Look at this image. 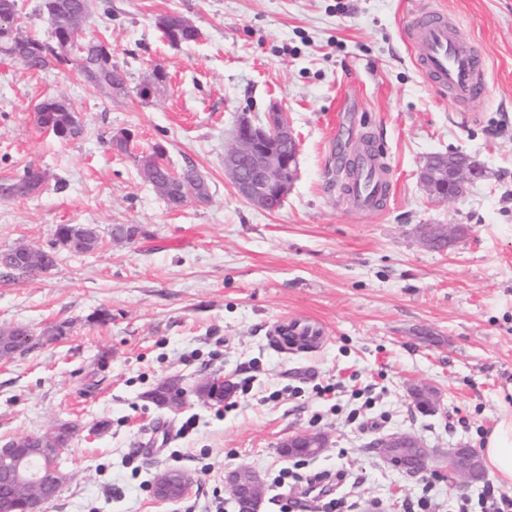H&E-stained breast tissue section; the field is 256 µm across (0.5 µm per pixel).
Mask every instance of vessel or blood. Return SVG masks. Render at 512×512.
I'll return each mask as SVG.
<instances>
[{
    "label": "vessel or blood",
    "instance_id": "vessel-or-blood-1",
    "mask_svg": "<svg viewBox=\"0 0 512 512\" xmlns=\"http://www.w3.org/2000/svg\"><path fill=\"white\" fill-rule=\"evenodd\" d=\"M416 20L403 29L404 40L416 48L414 64L427 83L464 111L481 100L486 88L487 60L463 36L459 25L431 0H418ZM390 190L387 174L379 157L368 158L363 171L352 175L347 196L353 207L368 213L380 209ZM274 343L285 338L318 347L323 336L311 321L280 320L270 329Z\"/></svg>",
    "mask_w": 512,
    "mask_h": 512
}]
</instances>
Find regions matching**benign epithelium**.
Segmentation results:
<instances>
[{"instance_id":"7a95c632","label":"benign epithelium","mask_w":512,"mask_h":512,"mask_svg":"<svg viewBox=\"0 0 512 512\" xmlns=\"http://www.w3.org/2000/svg\"><path fill=\"white\" fill-rule=\"evenodd\" d=\"M81 34L74 33L57 41L61 55L75 58L83 52ZM275 118L255 123L243 118L237 124L231 144L224 149V171L238 194L249 203L268 211L280 208L291 188L297 168L298 145L288 113L277 108ZM143 171L153 181L155 191L172 197L182 207L198 201V186L205 183L202 176L185 181L179 174L167 170L160 180L157 170L142 164ZM478 177V172L461 155L448 157V168L431 161L420 171V180L431 194L439 199L462 197ZM421 243L429 249L444 250L464 232L461 225L421 224L417 227ZM87 226L75 224L60 247L78 254L87 252ZM12 255L33 271L38 265L55 267L57 255L44 253L28 245H18ZM12 339L0 341V356L9 358L32 340L25 326L8 329ZM415 405L424 412L438 411L436 392L427 385L411 390ZM330 445L328 435L314 430H301L280 444L283 455L290 458L317 457ZM370 448L394 470L416 477L429 470L432 450L415 435L405 431L383 433L376 437ZM57 449L53 441L42 435H29L0 444V479L5 489L0 492V512H17V501L9 487L17 480L34 487L38 496L34 512H44V505L56 495L65 475L58 467L48 463ZM442 470L448 479H460L475 484L485 477L480 455L474 448H450L442 461ZM225 488L230 493L236 512H262L264 481L260 472L250 467H238L225 476ZM193 478L183 470L163 469L156 473L151 485L152 497L161 504H174L188 496Z\"/></svg>"}]
</instances>
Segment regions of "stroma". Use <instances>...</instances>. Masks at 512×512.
Instances as JSON below:
<instances>
[{
    "label": "stroma",
    "mask_w": 512,
    "mask_h": 512,
    "mask_svg": "<svg viewBox=\"0 0 512 512\" xmlns=\"http://www.w3.org/2000/svg\"><path fill=\"white\" fill-rule=\"evenodd\" d=\"M488 62L489 92L469 113L427 82L401 37L415 0H90L86 37L112 46L127 74L113 94L58 66L30 72L0 55V180L41 169L39 192L0 199V252L50 248L60 224H92L100 245L59 251L49 272L0 267V329L34 339L0 360V441L77 428L61 455L68 480L45 512H212L224 472L258 469L263 512H280L307 481L335 483L334 497L362 512H480L486 487L512 500L494 476L472 487L438 470L407 478L369 451L402 429L445 451L480 448L512 416V0H433ZM179 13L198 42L171 45L158 21ZM161 66L162 83L152 70ZM152 85L150 97L139 90ZM64 98L80 137L41 131L34 110ZM290 115L299 140L296 177L280 209L241 198L224 174V148L239 119L272 108ZM326 112L349 118L339 139ZM128 151L109 148L119 132ZM367 142L388 168L393 193L379 213L354 211L327 173L328 155L352 159ZM163 147L173 171L191 166L208 202L173 209L145 178L141 156ZM462 153L483 171L459 199L441 201L418 174L431 156ZM118 224L137 226L116 240ZM421 224H459L453 247L422 245ZM311 316L323 346L284 353L270 346L278 319ZM64 324L66 336L47 332ZM230 379L223 403L196 397L203 379ZM177 378L175 411L150 398ZM435 388L438 413L409 390ZM195 418L184 431L187 418ZM320 430L331 446L308 458L298 480L274 482L291 460L288 435ZM189 471L195 485L175 504L151 495L158 469Z\"/></svg>",
    "instance_id": "stroma-1"
}]
</instances>
